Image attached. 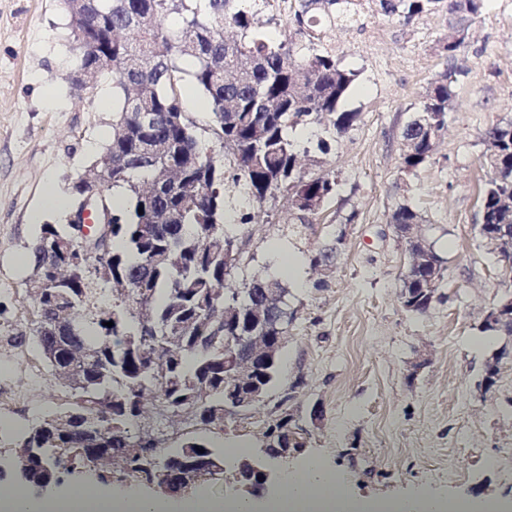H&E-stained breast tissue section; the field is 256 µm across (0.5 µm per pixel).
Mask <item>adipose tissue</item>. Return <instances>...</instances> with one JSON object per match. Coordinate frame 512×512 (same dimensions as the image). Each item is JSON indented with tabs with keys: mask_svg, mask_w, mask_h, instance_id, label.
Returning <instances> with one entry per match:
<instances>
[{
	"mask_svg": "<svg viewBox=\"0 0 512 512\" xmlns=\"http://www.w3.org/2000/svg\"><path fill=\"white\" fill-rule=\"evenodd\" d=\"M0 503L11 512H344L351 504L361 512H482L484 507L480 501L430 495L361 499L346 491L339 473L315 459L289 472L282 489L261 502L207 493L169 501L137 492L74 485L62 494L39 499L15 486L0 493Z\"/></svg>",
	"mask_w": 512,
	"mask_h": 512,
	"instance_id": "ef3b65f1",
	"label": "adipose tissue"
}]
</instances>
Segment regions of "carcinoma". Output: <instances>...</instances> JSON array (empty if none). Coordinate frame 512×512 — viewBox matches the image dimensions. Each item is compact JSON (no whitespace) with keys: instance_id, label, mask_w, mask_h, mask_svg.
<instances>
[{"instance_id":"carcinoma-1","label":"carcinoma","mask_w":512,"mask_h":512,"mask_svg":"<svg viewBox=\"0 0 512 512\" xmlns=\"http://www.w3.org/2000/svg\"><path fill=\"white\" fill-rule=\"evenodd\" d=\"M272 0H80L66 4L76 41L86 55L79 57L87 74L100 72L95 51L112 55V107L116 122L124 123L129 135L119 140L112 134L104 152L121 154L126 169L112 172L103 182V192L112 207V278H128L138 292L128 299L112 297L117 313L113 326L98 317L97 294L111 290L104 280H77L54 294L33 299V332L63 317L67 334L50 343L52 356L40 349L50 376L55 369L75 365L83 379L93 384L89 392L63 389L64 404L45 413L13 439L17 448H49L63 464L66 474L91 473L103 484L112 483V473L84 458L83 443L97 422H120L123 432L109 430L96 438V447L119 457L123 473L147 484L157 477L145 458L127 452L138 434L140 421L150 419L159 403H178L195 390L207 392V402L195 405L200 423L207 422L210 404L224 403L229 382L224 365L213 366V347L224 346V335L238 336L252 328L248 316L263 306L265 290L278 297L288 295L282 282L272 276L253 277L234 286L232 268L207 265L208 246L237 237L226 225V214L239 213L238 224L253 223L255 214L242 210L263 207L279 195L305 200L317 198L324 205L339 186L330 172L305 174L297 166L296 141L289 132L315 125L329 136H342L357 123L359 113L344 108L356 79L336 54L314 48L321 39V26L358 22L363 0H297L286 23L309 45L275 42L265 31L259 15ZM381 11L408 22L431 12L443 0H376ZM483 0H448L451 14L476 15ZM467 28L451 27L443 50L446 71L429 85L420 112L408 122L403 141L412 148L402 154V169L415 174L424 166L434 147L435 132L445 128L455 97L454 62L464 45ZM191 63V69L181 62ZM190 79L208 102L210 131L224 149V160L207 155L196 134V123L183 99V83ZM137 98L154 114L142 125L139 112L130 105ZM491 151L483 165L490 172L481 193L483 224H511L512 125L489 133ZM184 167L177 188L164 189L153 198L138 191V177L155 175L161 165ZM143 213H138V209ZM180 212V223L171 229L159 225V210ZM323 208H294L299 224L313 227ZM423 216L409 204L392 214L398 226L418 225ZM67 226L45 224L39 241L66 237ZM344 235L311 258V264L331 265L339 255ZM175 245L168 266L147 270L146 256ZM433 270L417 269L404 277L403 290L411 297L416 313L430 308V293H439L445 277L428 281ZM151 301L153 320L143 328L134 315L124 312L138 299ZM288 302L266 308V335L276 336L288 327ZM148 337L145 349L158 356L168 371L155 380L128 373L114 375L127 349H138V338ZM288 421L269 424L263 432L267 447L278 452L288 447ZM199 449L224 465L216 443L190 436L176 448L156 447L177 464L187 460L185 449Z\"/></svg>"}]
</instances>
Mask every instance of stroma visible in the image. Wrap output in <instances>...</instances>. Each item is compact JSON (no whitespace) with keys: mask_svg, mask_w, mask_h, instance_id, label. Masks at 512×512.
I'll return each instance as SVG.
<instances>
[{"mask_svg":"<svg viewBox=\"0 0 512 512\" xmlns=\"http://www.w3.org/2000/svg\"><path fill=\"white\" fill-rule=\"evenodd\" d=\"M456 20L441 5L406 22L366 0L357 26H326L323 47L357 74L345 107L360 119L325 154L319 128L294 138L312 172L338 175L337 193L311 231L285 199L268 201L241 228L249 262L231 282L274 276L288 289L294 319L271 394L289 391L305 433L281 473L316 458L362 498L426 491L512 507V335L484 328L486 311L512 299V281L478 234L487 132L512 124V0H484L469 17L447 127L417 174L401 169L402 130L446 68L440 45ZM75 53L62 0H0V362H13L0 385L19 391L0 411V439L62 401L36 347L2 339L29 335L32 246L42 225L65 221L50 210L32 223L45 186L68 193L112 136L113 75L75 88ZM403 203L419 208L423 233L445 260L443 298L422 315L399 300L409 258L391 215ZM338 237L336 264L319 287L310 259ZM496 357L501 370L489 384L485 364ZM274 417L266 405L223 430L173 422L167 444L189 431L217 438L224 469L193 489L233 496L237 465L261 447Z\"/></svg>","mask_w":512,"mask_h":512,"instance_id":"obj_1","label":"stroma"}]
</instances>
